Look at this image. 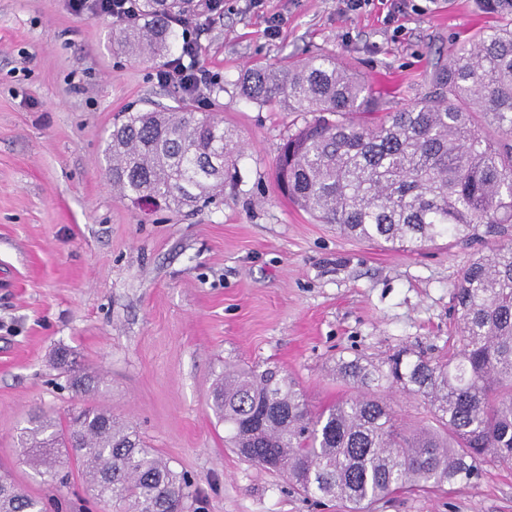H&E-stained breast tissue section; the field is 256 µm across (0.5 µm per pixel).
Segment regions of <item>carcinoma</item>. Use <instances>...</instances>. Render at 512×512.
Returning <instances> with one entry per match:
<instances>
[{"instance_id": "1", "label": "carcinoma", "mask_w": 512, "mask_h": 512, "mask_svg": "<svg viewBox=\"0 0 512 512\" xmlns=\"http://www.w3.org/2000/svg\"><path fill=\"white\" fill-rule=\"evenodd\" d=\"M195 0H140L139 20L115 29L129 54L159 60L183 37ZM506 20L460 44L431 73V90L380 112L357 74L318 52L244 74L242 94L312 116L288 139L277 179L295 204L348 237L418 251L448 237L493 242L454 290L448 357L398 351L387 368L340 359L357 392L315 409L277 367L224 365L211 404L241 457L276 471L315 499L350 512L401 491L475 483L483 467L512 468V0H484ZM492 116L497 135L481 130ZM242 154L223 118L186 105L137 112L113 126L105 149L112 187L191 206L224 191ZM100 377L75 371L88 393ZM422 397L435 424L404 426L383 398ZM18 461L66 484L81 473L90 496L116 512H185L194 483L153 453L127 424L95 405L54 419L35 413L16 439ZM0 512H43L16 483H0Z\"/></svg>"}]
</instances>
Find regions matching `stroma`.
Here are the masks:
<instances>
[{
    "mask_svg": "<svg viewBox=\"0 0 512 512\" xmlns=\"http://www.w3.org/2000/svg\"><path fill=\"white\" fill-rule=\"evenodd\" d=\"M390 8L224 0L199 57L221 83L189 97L158 83L161 61L128 57L112 18L76 12L71 0H0V471L29 496L100 512L81 475L62 487L14 455L30 413L61 417L89 403L187 473L198 512H348L229 448L210 389L225 365L268 364L326 406L353 391L334 371L340 358L381 365L403 347L434 359L448 350L455 285L484 241L409 252L321 223L276 179L279 148L305 115L250 101L237 84L252 65L323 51L393 112L428 91L435 63L497 22L477 0H407L393 25ZM184 101L235 131L245 147L236 177L206 205L133 204L112 188V127ZM61 347L103 376L98 393L68 389L54 362ZM371 512H512V469L489 464L477 483L399 494Z\"/></svg>",
    "mask_w": 512,
    "mask_h": 512,
    "instance_id": "1",
    "label": "stroma"
}]
</instances>
